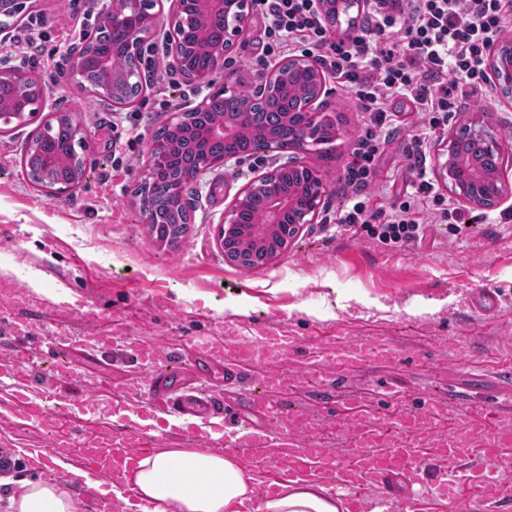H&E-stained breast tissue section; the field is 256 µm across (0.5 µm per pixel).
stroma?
Masks as SVG:
<instances>
[{"mask_svg": "<svg viewBox=\"0 0 512 512\" xmlns=\"http://www.w3.org/2000/svg\"><path fill=\"white\" fill-rule=\"evenodd\" d=\"M71 12L72 0H27L9 26L42 15L53 31L46 41L52 49L57 31L70 26ZM263 29L258 13H250L239 44L226 55L217 89L251 92L261 83L267 71ZM145 42L154 73L142 95L121 109L73 84L69 75H33L45 92V110L74 113L83 129L87 174L71 195L52 198L30 184L21 157L35 124L0 134V354H27L34 374L49 377L71 399L109 386L136 402L147 396L148 374L133 355L136 346L159 342L176 351L195 336H227L239 323H251L257 333L283 325L300 346L288 366L281 408L304 420L300 441H314L344 459L354 440L333 424L342 405L310 400L295 382L310 367L309 351L327 336H380L414 357L409 364L372 363L346 372L335 396L356 394L365 417L389 408L380 394L387 385L405 393L390 407L398 413L421 412L432 393L443 394L434 420L440 434L458 422L449 389L491 393L512 406V197L475 211L439 175L449 140L467 118L483 114L502 147L503 173L512 180V96L488 86L464 100L427 140V176L462 220L428 223L421 244L392 249L361 227L335 223L348 198L344 169L366 116L345 90L332 88L327 111L336 117V137L305 152L324 175L325 208L271 264L243 270L225 264L215 238L234 194L263 171L264 161L216 168L189 188L191 224L178 248L149 233L137 190L147 175L152 137L205 92L174 68L162 30ZM389 107L397 124L369 187L370 207L385 212L398 202L397 187L416 176L406 149L422 122L406 99H391ZM479 290L498 296V312L472 304ZM22 313L38 314L44 329L33 337L14 332L10 317ZM94 335L119 341L95 360L76 350L59 363L44 357L59 338ZM390 512L486 510L464 486L453 502L417 493L393 502Z\"/></svg>", "mask_w": 512, "mask_h": 512, "instance_id": "1", "label": "stroma"}]
</instances>
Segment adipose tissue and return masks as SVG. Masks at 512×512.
<instances>
[{"instance_id":"ef3b65f1","label":"adipose tissue","mask_w":512,"mask_h":512,"mask_svg":"<svg viewBox=\"0 0 512 512\" xmlns=\"http://www.w3.org/2000/svg\"><path fill=\"white\" fill-rule=\"evenodd\" d=\"M257 473L233 456L193 448H161L142 458L131 476L153 512H349L324 484H280L256 496ZM11 512H80L81 502L54 481H23L8 497Z\"/></svg>"}]
</instances>
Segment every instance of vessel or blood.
I'll use <instances>...</instances> for the list:
<instances>
[{"label": "vessel or blood", "instance_id": "obj_1", "mask_svg": "<svg viewBox=\"0 0 512 512\" xmlns=\"http://www.w3.org/2000/svg\"><path fill=\"white\" fill-rule=\"evenodd\" d=\"M72 344L93 357L111 347L113 339L80 336ZM291 347L287 337L276 331L256 336L248 325L240 324L231 342L220 337L192 341L191 360L177 370L170 368L163 346L139 348V360L151 367L146 379L150 400L142 404L124 396L113 399V414L127 421V428L119 430L106 422L84 433L77 443L62 435L57 418L42 408L48 393L34 385L27 357L21 353L1 357L0 386L7 388L8 399L0 402V419L32 423L49 443L37 448L2 445L0 462L36 457L51 472L59 452L71 453L76 468L60 472L61 479L79 484L91 480L88 495L102 512H151V504L136 496L125 472L174 433L222 443L225 450L237 454L263 476L262 491H271L266 476L276 471L299 483L320 480L331 493L349 500L351 512H373L376 505L390 503L418 488L451 498L461 485L470 484L479 488L485 501L500 503L512 498V474L501 469L499 457L500 448L512 445V414L489 397L482 405L492 427L484 437L483 453L476 459L470 456L472 433L454 430L443 443L441 467L431 468L425 458L405 446L404 439L416 433L434 437L433 409L406 415L396 425H375L356 415L357 400L350 395L343 403L350 411L346 429L355 441L351 457L344 461L332 449L300 445L296 425L277 412L285 382L276 362L287 359ZM326 350L335 355V366L314 368L302 379V387L321 388L325 377L335 376L340 368L404 360L403 353L387 351L372 339L364 346L350 347L344 339L333 338ZM215 366L223 367L226 378L232 381L250 377L248 403L265 415L263 424L253 422L239 405L225 402L223 392L210 384L209 371Z\"/></svg>", "mask_w": 512, "mask_h": 512}]
</instances>
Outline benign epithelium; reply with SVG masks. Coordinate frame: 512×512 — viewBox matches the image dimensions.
Returning a JSON list of instances; mask_svg holds the SVG:
<instances>
[{
	"label": "benign epithelium",
	"instance_id": "obj_1",
	"mask_svg": "<svg viewBox=\"0 0 512 512\" xmlns=\"http://www.w3.org/2000/svg\"><path fill=\"white\" fill-rule=\"evenodd\" d=\"M253 0H171L168 18V46L173 64L186 82L200 88H211L216 75L224 68L225 55L238 43L244 22L249 15ZM156 0H104L97 16V27L114 26L125 22L133 13H141L139 27L128 36L121 47L125 54L140 53L144 38L156 26V14L151 12ZM222 26V39L218 43L211 40L212 25ZM204 50L212 59V67L205 70L186 71L181 66L182 59L192 51ZM114 52L99 57L100 66L112 74V103L123 107L121 92L142 83L141 73L113 65ZM492 76L498 84L512 91V55L499 54L492 62ZM0 83L16 85L18 94L8 100H0V120L13 119L21 125L27 122L28 113L22 107L28 88L20 80V75L11 70H0ZM328 74L319 60L309 53L293 55L276 63L268 70L265 82L256 92L253 101L257 104L277 106L292 118L288 136L280 138L268 132H254L255 139L244 153L224 155L209 161L201 160L192 165L204 145L214 140L234 138L246 125L250 111L239 113L235 123H212L202 128L189 127L184 138L176 144L156 143L151 153L166 159L175 169L193 167L191 179L199 181L207 172L229 162L239 164L253 156L273 155L274 162L266 171L253 176L236 193L217 234V245L224 251V261L236 266L242 257L264 256L267 265L290 247L291 243L306 224L317 222L325 206L328 188L320 170L305 164L295 156L309 144L325 140V133L333 127L323 116L328 92ZM464 137H456L451 142L448 159L440 164L442 176L450 179L451 191L462 198L473 210H489L496 207L505 197L508 185L501 170L488 172L480 163H470L469 177L460 174L458 162L462 147L475 144L481 155L492 160L501 152V146L488 130L487 123L475 120L463 127ZM294 152L283 163L276 162L278 154ZM58 166L56 157L44 155L43 169L36 183L40 189L53 197L69 195L75 181L85 177L80 172L71 181L56 177ZM262 202V223L247 224L244 216L254 200ZM235 240L234 250H224V240Z\"/></svg>",
	"mask_w": 512,
	"mask_h": 512
}]
</instances>
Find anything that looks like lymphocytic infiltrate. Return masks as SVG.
I'll return each instance as SVG.
<instances>
[{"mask_svg":"<svg viewBox=\"0 0 512 512\" xmlns=\"http://www.w3.org/2000/svg\"><path fill=\"white\" fill-rule=\"evenodd\" d=\"M256 7L267 21L266 58L296 44L320 51L331 78L367 115L345 172L351 204L337 223L368 228L372 238L391 248L423 240L422 205L434 193L426 174L399 190L401 203L390 213L370 208L364 199L394 122L388 103L406 97L423 115L422 132L411 141L412 152H419L443 117L484 89L491 50L512 29V0H364L363 20L352 36L335 35L318 0H256ZM43 26L39 19L25 24L14 45L22 62H44L62 72L63 62L45 54Z\"/></svg>","mask_w":512,"mask_h":512,"instance_id":"f902f5d3","label":"lymphocytic infiltrate"}]
</instances>
